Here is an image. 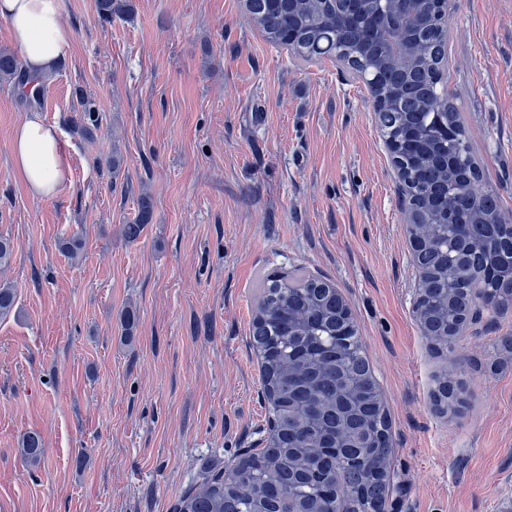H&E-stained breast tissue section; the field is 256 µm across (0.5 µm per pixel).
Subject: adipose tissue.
Wrapping results in <instances>:
<instances>
[{
    "label": "adipose tissue",
    "instance_id": "1",
    "mask_svg": "<svg viewBox=\"0 0 512 512\" xmlns=\"http://www.w3.org/2000/svg\"><path fill=\"white\" fill-rule=\"evenodd\" d=\"M27 74L42 78L71 50L61 0H0ZM12 163L29 191L55 197L66 182L67 159L56 127L29 115L12 132Z\"/></svg>",
    "mask_w": 512,
    "mask_h": 512
}]
</instances>
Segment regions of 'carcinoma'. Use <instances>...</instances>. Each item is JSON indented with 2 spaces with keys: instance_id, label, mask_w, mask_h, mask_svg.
Returning a JSON list of instances; mask_svg holds the SVG:
<instances>
[{
  "instance_id": "1",
  "label": "carcinoma",
  "mask_w": 512,
  "mask_h": 512,
  "mask_svg": "<svg viewBox=\"0 0 512 512\" xmlns=\"http://www.w3.org/2000/svg\"><path fill=\"white\" fill-rule=\"evenodd\" d=\"M244 5L270 44L288 46L291 29L296 32L295 56L311 61L338 54L357 71L355 77L374 82L380 122L390 136L406 127L428 135L444 125L456 131L440 156L431 138L414 151L397 150L410 182V208L430 218L420 222L428 244L419 266L430 304L423 336L446 330L448 348H454L452 333L474 301L490 296L499 307L512 304V224L496 223L502 216L500 196L481 184L460 112L446 95L448 29H427L413 47L419 67L409 73L398 63L372 64L358 38L323 16L319 0L287 14L269 8L266 0H244ZM97 9L110 19L129 13L131 4L97 0ZM24 76L16 54L0 51V81ZM148 219L144 199L139 218L125 225V236L137 240ZM460 221L469 225L463 243L455 233ZM15 299V289L0 283V315L14 308ZM346 324L345 300L329 282L281 274L263 284L252 343L260 351L276 435L269 446L227 468L204 472L201 485L184 492L175 512H251L256 499L269 512H385L386 469L375 472L372 465L387 463L392 451L387 414L360 337L340 335ZM346 386L366 397L353 413L338 419L336 396ZM335 434L343 444L336 456L323 451ZM19 452L29 465H39L41 437L24 436Z\"/></svg>"
}]
</instances>
